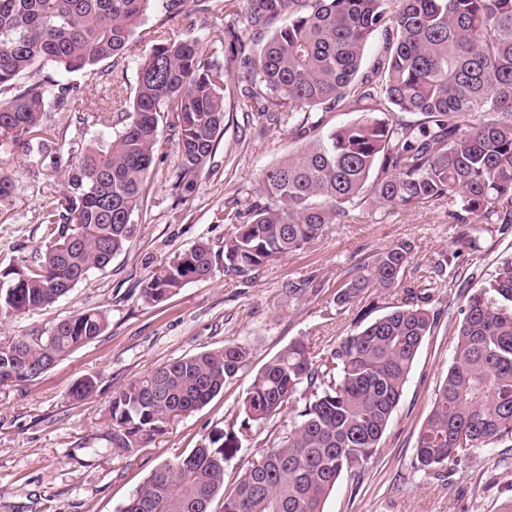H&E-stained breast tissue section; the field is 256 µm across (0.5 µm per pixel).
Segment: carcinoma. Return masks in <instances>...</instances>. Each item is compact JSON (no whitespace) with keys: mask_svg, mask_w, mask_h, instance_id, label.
Here are the masks:
<instances>
[{"mask_svg":"<svg viewBox=\"0 0 512 512\" xmlns=\"http://www.w3.org/2000/svg\"><path fill=\"white\" fill-rule=\"evenodd\" d=\"M159 1L132 111L68 162L37 266L0 269L1 322L53 305L124 250L162 139L178 157L169 195L176 204L189 199L224 135L225 92L240 68L241 111L288 125L300 146L262 172L256 197L225 215L233 231L222 257L198 241L145 281L144 303L211 278L220 261L246 283L356 210L385 217L440 204L461 226L455 249L433 260L429 287L446 288L461 252L480 251L495 225L512 224V0H0V149L42 131L49 112L106 119L84 86L49 72L29 76L51 64L123 83L118 59ZM189 1L199 13L216 7L230 17L244 1L248 24L268 38L255 49L231 20L209 28L205 43L180 38ZM285 14L288 23L276 27ZM332 112L357 116L330 126ZM411 250L404 241L366 255L336 290L340 310L373 291L396 298L389 311L319 360L307 343H290L254 375L240 422L158 465L120 512H212L219 496L221 512H324L341 476L360 477L379 448L437 327L429 295L403 287ZM108 324L106 311L82 310L17 337L0 347V386L36 380ZM456 336L417 436L426 474L512 441V258L467 296ZM248 359V346L229 344L133 379L112 395L110 448L147 446L222 392ZM302 389L288 433L224 488V464L242 441L288 412Z\"/></svg>","mask_w":512,"mask_h":512,"instance_id":"cac0c4a2","label":"carcinoma"}]
</instances>
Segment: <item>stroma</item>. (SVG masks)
Listing matches in <instances>:
<instances>
[{"instance_id":"1","label":"stroma","mask_w":512,"mask_h":512,"mask_svg":"<svg viewBox=\"0 0 512 512\" xmlns=\"http://www.w3.org/2000/svg\"><path fill=\"white\" fill-rule=\"evenodd\" d=\"M97 132L75 113L54 112L43 135L54 139L65 158ZM295 148L287 128L225 110L224 136L210 168L191 199L177 206L168 195L177 155L172 144H163L146 183L144 207L135 217L139 232L125 250L53 306L0 323V346H5L80 310L109 314L101 336L37 380L0 387V512H119L155 467L226 428L240 413L253 375L288 344L303 340L320 357L358 328L373 306L372 296L361 295L340 310L335 293L360 258L409 242L407 281L426 284L433 258L451 248L458 231L444 205L383 221L359 213L349 223L329 225L303 250L270 262L252 282L241 283L219 267L211 278L187 284L158 306L142 302L141 284L160 263L200 240L222 251L232 230L225 213L256 194L262 171ZM0 168L15 185L10 202L0 205V267H29L46 244L44 215L63 179L42 169L34 146L4 156ZM511 257L512 227L487 238L481 258L458 257L463 289L435 290L429 307L438 326L417 353L378 450L359 480L340 479L324 512H498L512 499L508 445L475 451L439 476L425 475L416 458L418 431L453 356L463 292L486 285L501 261ZM303 278L313 279L314 288L289 297L287 282ZM231 343L249 346L250 364L220 395L171 422L149 446L106 453L108 406L115 391L166 362ZM85 378L95 380V392L75 400L71 391ZM291 420L288 413L271 418L243 442L225 465V486L259 461L268 445L287 433Z\"/></svg>"}]
</instances>
